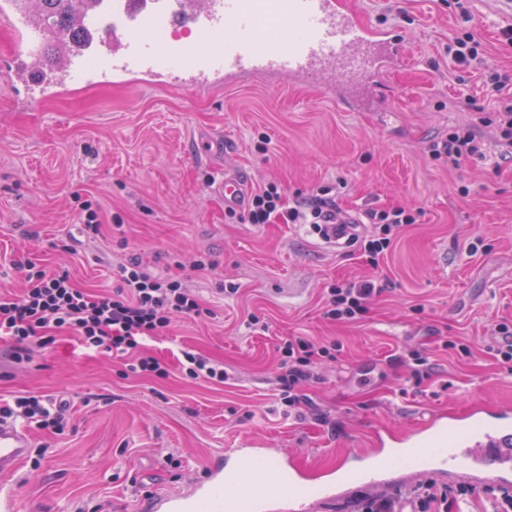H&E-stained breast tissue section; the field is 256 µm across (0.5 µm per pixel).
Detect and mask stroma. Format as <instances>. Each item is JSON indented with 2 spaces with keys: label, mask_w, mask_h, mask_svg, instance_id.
I'll return each mask as SVG.
<instances>
[{
  "label": "stroma",
  "mask_w": 512,
  "mask_h": 512,
  "mask_svg": "<svg viewBox=\"0 0 512 512\" xmlns=\"http://www.w3.org/2000/svg\"><path fill=\"white\" fill-rule=\"evenodd\" d=\"M354 2L407 44L381 112L345 110L327 84L264 77L77 84L20 109L0 73V292H20L19 265L30 260L107 293L113 262L137 256L215 312L175 318L169 335L147 340L164 378L122 377L119 360L67 334L27 362L0 361V397L70 402L66 435L32 432L18 472L0 477L13 512H143L145 492L186 490L228 448L288 453L312 484L344 453L372 447L379 429L408 434L427 416L460 417L475 403L512 409V372L490 349L495 324L512 319V164L498 163L495 145L456 169L426 151L493 103L478 77L449 65V36L469 26L487 47L486 67L512 70V46L499 36L512 8L473 0L465 24L449 0ZM212 136L222 137L223 156L206 154ZM223 171L252 191L275 181L290 198L326 196L360 219L390 205L418 218L375 268L358 246L326 244L311 225L230 216L209 187ZM87 201L120 215L122 233L107 225L101 238L82 239ZM202 257L211 268L194 270ZM373 276L385 290L362 320L324 318L328 288ZM291 336L340 347L304 387L312 409L302 423L277 399V345ZM449 338L469 355L444 348ZM183 348L223 361L231 381L183 378ZM413 349L436 365L417 388L406 387L397 360ZM170 453L179 467L166 463Z\"/></svg>",
  "instance_id": "35a3bbf8"
}]
</instances>
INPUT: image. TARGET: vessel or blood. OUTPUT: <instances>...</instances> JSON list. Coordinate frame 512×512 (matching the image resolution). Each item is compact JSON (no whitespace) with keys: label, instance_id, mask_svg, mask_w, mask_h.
<instances>
[{"label":"vessel or blood","instance_id":"b4317fda","mask_svg":"<svg viewBox=\"0 0 512 512\" xmlns=\"http://www.w3.org/2000/svg\"><path fill=\"white\" fill-rule=\"evenodd\" d=\"M130 25L104 30H85L84 51L98 53L101 65L93 70L96 84H109L128 75L142 82L175 86L196 85V76L208 73L233 78L242 74L285 76L318 84L322 65L332 61L340 82L338 92L353 100L362 92L361 80L381 63L405 56V47L391 28H371L360 22L356 10L340 0H288L280 10L277 0H125ZM14 0H0V29L12 39L11 50L0 56L15 94L28 98H52L67 89L66 80L81 63L82 53H69L59 71L52 73L35 58L34 23L18 24ZM167 14L193 28L201 45L182 51L179 74L165 75L153 68L164 56L166 45L147 37L152 15ZM276 25L287 49L276 48L260 34L264 23ZM224 49H217V42ZM213 192L232 209L243 204L244 183L233 174L217 175ZM356 218L333 214L322 226V238L331 245L350 238ZM460 429L431 417L410 435L400 438V451L372 448L362 454L359 469L336 467L322 471L316 500L330 505L342 488L358 485L372 493L386 492V483L374 472L415 463L426 478L463 473L486 487L512 485V411L488 414L473 406ZM29 433L11 422H0V475L14 471L27 456ZM287 455H272L266 448H229L224 462L208 467L202 479L185 493H158L147 504L148 512H302L304 491L296 479L285 478Z\"/></svg>","mask_w":512,"mask_h":512}]
</instances>
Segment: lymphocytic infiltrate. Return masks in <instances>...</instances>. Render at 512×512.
I'll return each mask as SVG.
<instances>
[{"mask_svg":"<svg viewBox=\"0 0 512 512\" xmlns=\"http://www.w3.org/2000/svg\"><path fill=\"white\" fill-rule=\"evenodd\" d=\"M484 54V46L473 31H455L448 40L449 64L481 73L494 103L493 110L478 122L455 127L429 143V155L452 168L485 157L487 142L480 133L484 127L493 130L499 146L512 149V96L503 94L512 84V76L485 70ZM326 208L321 200L287 199L284 190L270 182L253 193L243 219L250 224H318ZM368 218L372 229L360 246L375 267L403 228L415 223L416 216L406 208L391 207L371 210ZM23 269L22 293H0V338L8 339L5 354L16 362L30 358L35 351L49 349L58 334L68 333L76 336L85 349L124 358L125 374L163 377L166 368L155 356L142 351L143 340L167 333L175 318L201 319L212 314L182 281L152 274L136 257L119 264V284L107 294L90 292L79 287L68 272L49 271L32 261ZM382 291V285L373 280L333 285L328 290L324 316L334 322L361 319L369 302ZM336 351V343L324 344L301 336L282 341L277 384L279 399L289 411L298 412L308 406L304 387L314 379L318 365L335 360ZM69 407L66 400L28 393L0 399V420L19 418L36 430L61 435L68 426ZM473 494L470 488H447L424 480L385 494L359 495L355 512H401L407 505L413 512H453Z\"/></svg>","mask_w":512,"mask_h":512,"instance_id":"obj_1","label":"lymphocytic infiltrate"}]
</instances>
